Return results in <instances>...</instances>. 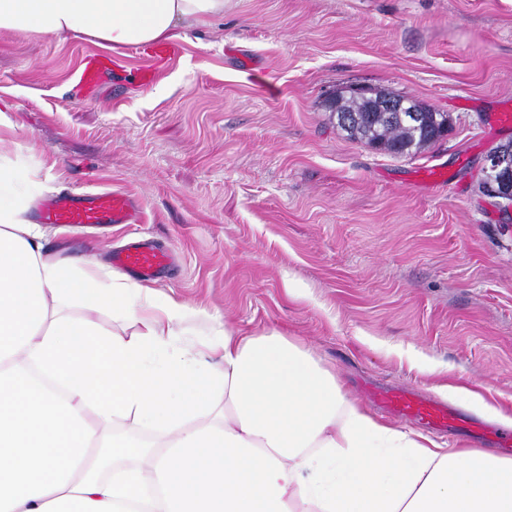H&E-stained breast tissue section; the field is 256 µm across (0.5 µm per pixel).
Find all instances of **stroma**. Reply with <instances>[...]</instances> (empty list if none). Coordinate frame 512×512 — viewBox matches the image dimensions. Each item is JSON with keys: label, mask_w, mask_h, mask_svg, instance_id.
Wrapping results in <instances>:
<instances>
[{"label": "stroma", "mask_w": 512, "mask_h": 512, "mask_svg": "<svg viewBox=\"0 0 512 512\" xmlns=\"http://www.w3.org/2000/svg\"><path fill=\"white\" fill-rule=\"evenodd\" d=\"M148 85L149 45L101 47L0 33V156L30 194L126 192L138 224L48 226L65 258L109 265L160 237L181 265L158 300L195 313L194 339L229 325L299 337L345 389L479 392L512 415V208L480 193L493 128L512 98V0H227L181 26ZM385 89L447 113L451 133L413 156L347 138L336 89ZM425 357L429 371L413 367ZM111 63V58L105 55L90 60L79 75L80 85L86 88L97 86L107 73L112 72Z\"/></svg>", "instance_id": "1"}]
</instances>
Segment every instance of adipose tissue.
Returning a JSON list of instances; mask_svg holds the SVG:
<instances>
[{"mask_svg": "<svg viewBox=\"0 0 512 512\" xmlns=\"http://www.w3.org/2000/svg\"><path fill=\"white\" fill-rule=\"evenodd\" d=\"M224 2L0 0V32L115 50ZM29 201L1 158L0 512H512V458L381 421L298 339L186 341L185 305L50 251Z\"/></svg>", "mask_w": 512, "mask_h": 512, "instance_id": "adipose-tissue-1", "label": "adipose tissue"}]
</instances>
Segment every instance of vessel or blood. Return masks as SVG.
I'll list each match as a JSON object with an SVG mask.
<instances>
[{
  "instance_id": "obj_1",
  "label": "vessel or blood",
  "mask_w": 512,
  "mask_h": 512,
  "mask_svg": "<svg viewBox=\"0 0 512 512\" xmlns=\"http://www.w3.org/2000/svg\"><path fill=\"white\" fill-rule=\"evenodd\" d=\"M108 56L93 58L79 75L81 86H97L110 71ZM38 216L43 223L66 227L102 228L112 224H136L140 210L127 194L119 192L60 193L46 197ZM113 267L150 282L172 270L173 251L156 240L131 239L112 253ZM370 400L387 413L404 417L436 432H467L474 435L492 434L502 450L512 449V428L487 429L461 409L418 393L403 386L371 387Z\"/></svg>"
}]
</instances>
